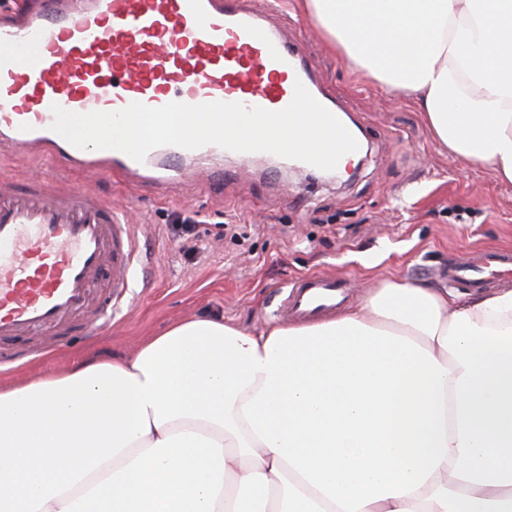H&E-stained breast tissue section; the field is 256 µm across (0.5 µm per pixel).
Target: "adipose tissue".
I'll list each match as a JSON object with an SVG mask.
<instances>
[{"label":"adipose tissue","mask_w":512,"mask_h":512,"mask_svg":"<svg viewBox=\"0 0 512 512\" xmlns=\"http://www.w3.org/2000/svg\"><path fill=\"white\" fill-rule=\"evenodd\" d=\"M303 6L512 182V0ZM0 512H512V289L392 280L333 318H193L0 384Z\"/></svg>","instance_id":"adipose-tissue-1"}]
</instances>
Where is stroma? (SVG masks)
Here are the masks:
<instances>
[{"instance_id":"stroma-1","label":"stroma","mask_w":512,"mask_h":512,"mask_svg":"<svg viewBox=\"0 0 512 512\" xmlns=\"http://www.w3.org/2000/svg\"><path fill=\"white\" fill-rule=\"evenodd\" d=\"M289 40L315 63L325 90L349 113L369 147L353 177L279 170L225 156L237 170L224 187L191 173L167 195L106 174L73 173L49 160L0 152V174L25 179L44 171L54 184L89 188L111 199L137 227L147 286L125 314L93 336H66L53 352L36 334L20 340V366L0 367V381L52 374L85 356H132L149 337L194 316H215L253 331L275 324L274 310L291 279L310 273L344 278L350 305L367 288L406 279L465 292L443 271L468 252L512 248V183L456 159L431 137L424 115L397 91L331 52L299 0H278ZM195 224L188 246L176 223ZM245 235L228 238L224 227Z\"/></svg>"}]
</instances>
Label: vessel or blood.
Returning <instances> with one entry per match:
<instances>
[{"label": "vessel or blood", "mask_w": 512, "mask_h": 512, "mask_svg": "<svg viewBox=\"0 0 512 512\" xmlns=\"http://www.w3.org/2000/svg\"><path fill=\"white\" fill-rule=\"evenodd\" d=\"M299 83L335 110L282 26L249 0H25L0 13V149L133 175L162 192L223 147L161 146L141 162L80 149L52 131V105L88 113L219 101L279 111ZM140 262L133 227L110 200L0 177V343L40 332L51 348L74 327L94 333L131 295ZM506 271L512 250L498 249L460 258L447 275L479 289ZM347 295L344 279L299 276L276 315L332 313Z\"/></svg>", "instance_id": "vessel-or-blood-1"}]
</instances>
